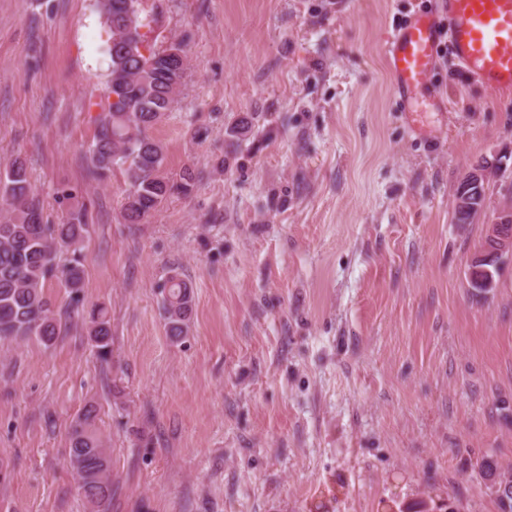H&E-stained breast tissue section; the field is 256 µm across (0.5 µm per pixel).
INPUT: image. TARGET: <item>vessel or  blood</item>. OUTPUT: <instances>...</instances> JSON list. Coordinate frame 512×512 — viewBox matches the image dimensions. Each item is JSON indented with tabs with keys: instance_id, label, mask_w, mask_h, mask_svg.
Instances as JSON below:
<instances>
[{
	"instance_id": "obj_1",
	"label": "vessel or blood",
	"mask_w": 512,
	"mask_h": 512,
	"mask_svg": "<svg viewBox=\"0 0 512 512\" xmlns=\"http://www.w3.org/2000/svg\"><path fill=\"white\" fill-rule=\"evenodd\" d=\"M443 40L457 65L488 90L512 89V0H437L435 9L414 14L388 34V70L410 129L420 136L433 132L419 117L420 104L435 112L446 108L425 93Z\"/></svg>"
}]
</instances>
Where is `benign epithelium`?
<instances>
[{
  "instance_id": "benign-epithelium-1",
  "label": "benign epithelium",
  "mask_w": 512,
  "mask_h": 512,
  "mask_svg": "<svg viewBox=\"0 0 512 512\" xmlns=\"http://www.w3.org/2000/svg\"><path fill=\"white\" fill-rule=\"evenodd\" d=\"M487 183V171L474 169L467 172L454 187L453 208L460 214L474 208V188ZM512 259V203L498 212L493 223L486 225L482 248L468 259L467 277L470 287L483 294L496 287L491 267H496L505 259Z\"/></svg>"
}]
</instances>
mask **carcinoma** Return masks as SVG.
Listing matches in <instances>:
<instances>
[{
    "label": "carcinoma",
    "instance_id": "carcinoma-1",
    "mask_svg": "<svg viewBox=\"0 0 512 512\" xmlns=\"http://www.w3.org/2000/svg\"><path fill=\"white\" fill-rule=\"evenodd\" d=\"M139 0H101L109 56L107 106L92 148L94 173L104 179L113 168L124 170L129 184L124 218L139 224L155 212L167 196L189 194L197 174L185 168L174 180L165 170L163 145L148 135L171 110L182 86L187 58L174 60L166 50L153 49L142 33L148 26ZM122 88L119 102L111 100L112 86ZM88 232L82 209L69 212L60 224L45 219L35 199L25 164L13 159L0 171V339H35L51 346L58 334L51 301L44 293L47 278L58 279L69 294L81 292L84 270L79 261ZM73 259L60 263V254ZM168 339L181 342L193 312V288L175 273L168 277L161 301ZM97 357L112 358V326L104 306L90 313L88 332ZM98 412L87 403L68 428V464L83 497L103 512L115 489L110 457L97 425Z\"/></svg>",
    "mask_w": 512,
    "mask_h": 512
}]
</instances>
